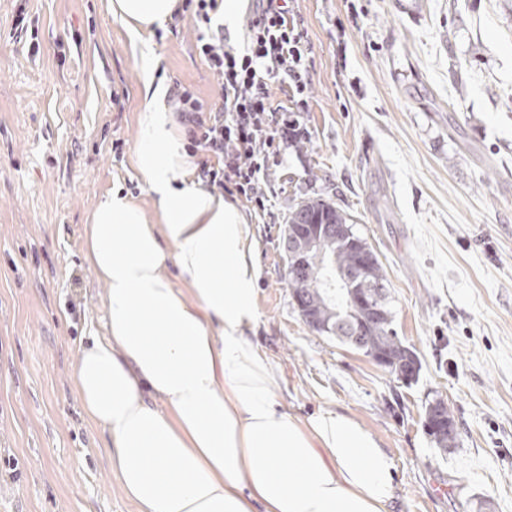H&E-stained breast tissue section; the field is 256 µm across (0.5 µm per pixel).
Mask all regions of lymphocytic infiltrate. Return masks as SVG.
Returning <instances> with one entry per match:
<instances>
[{
	"instance_id": "1",
	"label": "lymphocytic infiltrate",
	"mask_w": 512,
	"mask_h": 512,
	"mask_svg": "<svg viewBox=\"0 0 512 512\" xmlns=\"http://www.w3.org/2000/svg\"><path fill=\"white\" fill-rule=\"evenodd\" d=\"M246 24V45L224 41L216 17L222 0H183L173 15L196 23L199 57L218 80L215 100L175 83L169 100L185 128V149L199 160L197 180L211 191H226L266 211L264 182L279 166L288 144L305 139L299 113L275 104L274 89L305 101L312 64L307 34L287 0H254Z\"/></svg>"
}]
</instances>
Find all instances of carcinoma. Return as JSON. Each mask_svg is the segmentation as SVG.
Returning a JSON list of instances; mask_svg holds the SVG:
<instances>
[{"label":"carcinoma","instance_id":"carcinoma-1","mask_svg":"<svg viewBox=\"0 0 512 512\" xmlns=\"http://www.w3.org/2000/svg\"><path fill=\"white\" fill-rule=\"evenodd\" d=\"M353 216L341 207L322 198H308L297 202L288 209V230L296 232L298 238L309 237L310 232L319 231L326 235L324 249L307 250L298 256L288 257L287 280L301 291V305L298 313L304 322L313 316L319 325L312 331L334 337L354 349L377 359L381 354L387 358L383 367L397 379L409 384L418 380L421 362L414 350L407 346L393 326L392 312L388 306L387 281L376 254H371L372 262L356 278L351 287L355 291L365 290L377 304L375 320L362 323L364 312L348 305V293H343L338 301H330L326 296L324 266L332 261L336 267L350 273L359 270L362 262L360 246L367 242L358 235L353 239L342 236L341 226L353 227ZM439 413L448 417V430L429 433L437 448L446 452L455 439V420L451 411L442 406V400L428 402L425 416Z\"/></svg>","mask_w":512,"mask_h":512}]
</instances>
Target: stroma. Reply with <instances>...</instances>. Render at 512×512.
<instances>
[{"label":"stroma","mask_w":512,"mask_h":512,"mask_svg":"<svg viewBox=\"0 0 512 512\" xmlns=\"http://www.w3.org/2000/svg\"><path fill=\"white\" fill-rule=\"evenodd\" d=\"M36 34L0 0V512H137L83 417L73 365L104 332L106 287L84 262L94 206L135 183L145 110L140 51L156 78L213 100L191 16L132 34L111 0H27ZM312 47L307 140L286 150L252 224L256 340L302 418L339 410L394 460L396 512H512V0H293ZM40 43L31 56V39ZM65 60H58V51ZM123 143L121 157L113 140ZM322 198L386 273L393 324L420 361L405 384L303 322L285 279L291 204ZM447 401L457 436L423 426ZM445 494H438V487ZM442 401L443 400H441V399H439V400L434 399L432 402L431 401L428 402V405L425 408L424 427L426 429L425 421L431 414H435L436 412H438L439 414L448 417L447 424H448V427L450 428V431L446 430L441 433H433V432H437L440 430V426L436 422H433L429 426V428H428L429 431L426 429L427 434L432 438L433 442L437 445V448H439L443 452H447L448 448L451 447V443L455 439L456 427H455V420H454V417H453L450 409L448 408V410H447L443 406ZM434 403H436V405H434ZM440 404L442 405V407Z\"/></svg>","instance_id":"35a3bbf8"}]
</instances>
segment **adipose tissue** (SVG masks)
<instances>
[{"mask_svg": "<svg viewBox=\"0 0 512 512\" xmlns=\"http://www.w3.org/2000/svg\"><path fill=\"white\" fill-rule=\"evenodd\" d=\"M179 0H112L133 32ZM148 105L135 164L157 223L121 191L84 226V259L107 287L106 333L80 346L74 388L139 512H392L394 462L349 414L286 412L279 373L253 341L255 232L195 180L184 132L141 54ZM181 280L173 282L169 267Z\"/></svg>", "mask_w": 512, "mask_h": 512, "instance_id": "obj_1", "label": "adipose tissue"}]
</instances>
